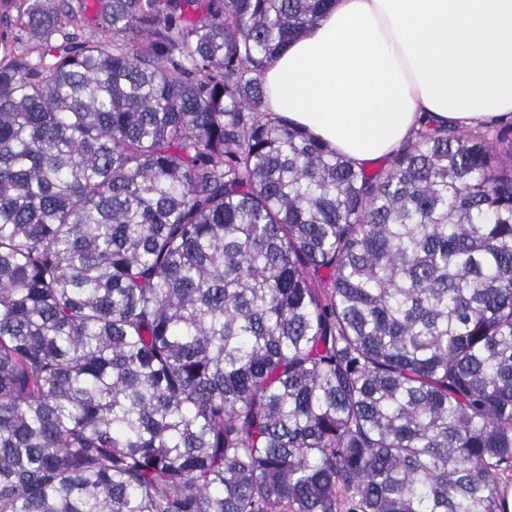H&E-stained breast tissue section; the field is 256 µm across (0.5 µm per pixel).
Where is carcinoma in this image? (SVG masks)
I'll return each mask as SVG.
<instances>
[{
	"label": "carcinoma",
	"instance_id": "carcinoma-1",
	"mask_svg": "<svg viewBox=\"0 0 512 512\" xmlns=\"http://www.w3.org/2000/svg\"><path fill=\"white\" fill-rule=\"evenodd\" d=\"M331 0H18L0 512H504L512 122L368 171L263 110Z\"/></svg>",
	"mask_w": 512,
	"mask_h": 512
}]
</instances>
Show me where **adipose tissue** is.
<instances>
[{
    "label": "adipose tissue",
    "instance_id": "1",
    "mask_svg": "<svg viewBox=\"0 0 512 512\" xmlns=\"http://www.w3.org/2000/svg\"><path fill=\"white\" fill-rule=\"evenodd\" d=\"M265 107L353 163L389 157L421 118H512V0H335L261 74Z\"/></svg>",
    "mask_w": 512,
    "mask_h": 512
}]
</instances>
